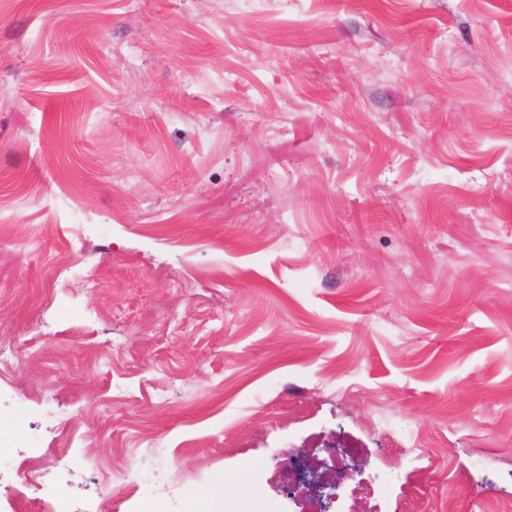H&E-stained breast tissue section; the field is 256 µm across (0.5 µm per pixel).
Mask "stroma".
Wrapping results in <instances>:
<instances>
[{"mask_svg": "<svg viewBox=\"0 0 512 512\" xmlns=\"http://www.w3.org/2000/svg\"><path fill=\"white\" fill-rule=\"evenodd\" d=\"M348 446L328 512L512 499V0H0V512Z\"/></svg>", "mask_w": 512, "mask_h": 512, "instance_id": "obj_1", "label": "stroma"}]
</instances>
